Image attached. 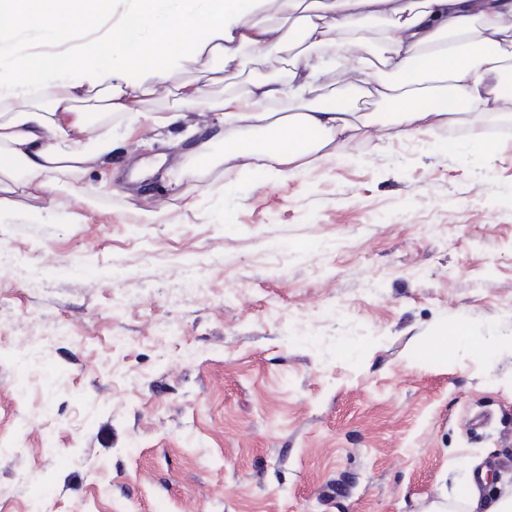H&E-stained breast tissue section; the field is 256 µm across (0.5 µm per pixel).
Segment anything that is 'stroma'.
Instances as JSON below:
<instances>
[{
    "mask_svg": "<svg viewBox=\"0 0 512 512\" xmlns=\"http://www.w3.org/2000/svg\"><path fill=\"white\" fill-rule=\"evenodd\" d=\"M291 50L245 51L280 80ZM146 119L0 218V512H426L512 457V137L355 138L293 175ZM165 158L185 197L160 176ZM470 339L423 345L458 322Z\"/></svg>",
    "mask_w": 512,
    "mask_h": 512,
    "instance_id": "obj_1",
    "label": "stroma"
}]
</instances>
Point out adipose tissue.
Returning <instances> with one entry per match:
<instances>
[{
	"label": "adipose tissue",
	"instance_id": "1",
	"mask_svg": "<svg viewBox=\"0 0 512 512\" xmlns=\"http://www.w3.org/2000/svg\"><path fill=\"white\" fill-rule=\"evenodd\" d=\"M66 15L94 19L96 37ZM368 23L378 51L367 56L358 49ZM298 43L314 52L292 64L287 84L255 81L220 101L181 85L182 107L215 116L198 130L200 156L220 142L225 160L286 176L358 135L412 138L465 115L512 116V0H0V214L61 184L84 195L79 177L111 157L116 124L141 123L139 97L183 61L207 55L228 71L243 49L266 56ZM40 44L47 53L36 54ZM331 48L342 57L333 71L321 56ZM76 66L85 85L65 78ZM131 66L144 73L139 85L124 81ZM333 75L381 111L306 101ZM88 88L102 101L96 121L76 105Z\"/></svg>",
	"mask_w": 512,
	"mask_h": 512
}]
</instances>
